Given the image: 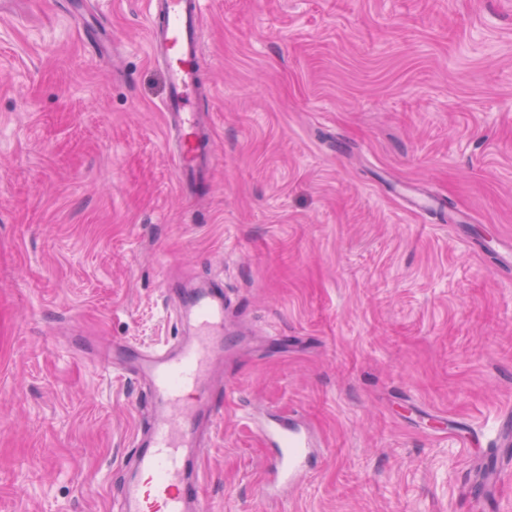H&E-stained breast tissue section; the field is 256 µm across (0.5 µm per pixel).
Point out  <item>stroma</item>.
<instances>
[{
    "mask_svg": "<svg viewBox=\"0 0 512 512\" xmlns=\"http://www.w3.org/2000/svg\"><path fill=\"white\" fill-rule=\"evenodd\" d=\"M0 14V512H112L151 415L102 346L224 284L210 512H471L453 438L512 410V0H207L187 198L146 0ZM466 213V224L445 212ZM307 428L285 504L245 412Z\"/></svg>",
    "mask_w": 512,
    "mask_h": 512,
    "instance_id": "stroma-1",
    "label": "stroma"
}]
</instances>
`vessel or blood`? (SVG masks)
Returning <instances> with one entry per match:
<instances>
[{
  "mask_svg": "<svg viewBox=\"0 0 512 512\" xmlns=\"http://www.w3.org/2000/svg\"><path fill=\"white\" fill-rule=\"evenodd\" d=\"M204 0H148L153 20L150 50L166 77L162 103L176 138L175 169L183 190L207 183L218 163L214 143L201 114L192 107L198 87L199 48ZM184 337L163 350L112 346V369L133 370L148 379L153 409L148 443L134 454L135 473L118 489L114 512H207L196 472L205 446L200 422L219 417L220 391L214 372L224 356L222 284L186 291L179 313ZM258 432L272 443L265 482L267 497L306 476L314 459L310 437L292 423H266ZM474 469L463 488L479 504L490 505L506 480L512 479V418L497 429L489 449L475 454Z\"/></svg>",
  "mask_w": 512,
  "mask_h": 512,
  "instance_id": "obj_1",
  "label": "vessel or blood"
}]
</instances>
